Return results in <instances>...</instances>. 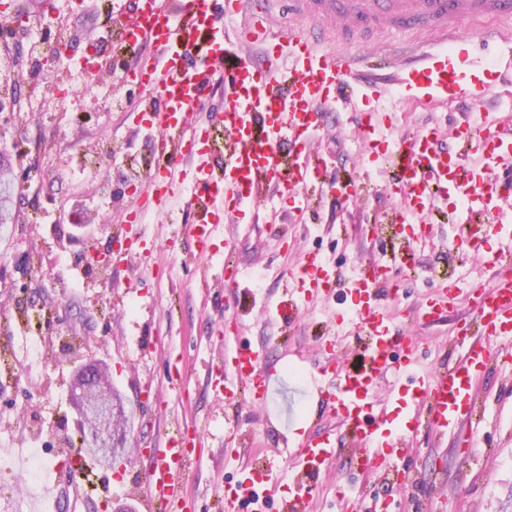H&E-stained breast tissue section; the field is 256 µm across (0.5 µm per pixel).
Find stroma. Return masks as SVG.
Returning <instances> with one entry per match:
<instances>
[{
  "instance_id": "1",
  "label": "stroma",
  "mask_w": 512,
  "mask_h": 512,
  "mask_svg": "<svg viewBox=\"0 0 512 512\" xmlns=\"http://www.w3.org/2000/svg\"><path fill=\"white\" fill-rule=\"evenodd\" d=\"M106 22L97 5L61 24L60 40L75 59L107 37L110 56L92 86L62 62L48 64L43 81L20 76L12 85L18 105L40 100L46 111L30 113L20 129L0 121V145L9 150L14 171L29 173L15 193V223L0 227V448L43 447L58 461L82 448L72 389L77 367L97 362L110 365L124 398L129 442L144 448L161 443L186 422L205 433L206 461L184 480L192 512H224L217 486L234 483L241 466L268 469L281 437L298 441L327 430L336 435V454L310 479L308 512H375L383 504L389 512L418 505L424 512H512V372L499 364L474 386L477 403L493 408L494 418L479 425L464 418L445 433L422 426L396 460L398 473L410 476L406 482L365 467L357 438L321 406L307 382L289 383L287 395H274L260 409L226 397L208 376V364L224 351L219 324L237 319L246 325L241 343L264 351L271 364L298 358L316 370L325 361L326 340L336 335L337 361L352 370L360 366L366 336L338 327L330 315L347 305L341 282L292 325L270 321L262 309L287 292L288 269L309 252L330 260L340 278L355 266L385 265L388 277L375 283L374 294L406 323L418 362L435 368L458 360L459 331L475 321L473 299L459 297L454 309L430 323L418 320L415 308L452 281L464 290L488 287L495 272L484 255L496 249L497 239L485 236L476 251L458 249L459 214L450 202L434 214L431 236L408 246L397 233L400 208L389 196L390 172L355 153L358 113H322L310 146L321 177L308 186L309 208L301 217L272 223L236 214L216 230L213 256L203 262L180 235L197 215L177 209L146 219L147 236L159 244L147 265H92L80 274L81 262L107 252L127 213L123 181L155 157L133 113L105 107L115 97L130 96L135 104L141 98L114 72L119 35H103ZM329 26L347 31L373 63L394 45L430 47L423 35L368 34L348 17ZM468 109L464 100L448 112L419 108L407 112L406 126L438 125L442 145L465 154L469 145L458 123ZM89 157L98 158L97 173L81 172ZM230 247L242 276L236 288L224 285ZM174 362L184 369L188 398L147 399L146 385L168 388ZM232 433L245 445L238 457L225 453ZM122 461V467H106L88 458L91 473L77 486L67 469L57 468L50 484L70 492L57 512H141L148 461L128 453Z\"/></svg>"
}]
</instances>
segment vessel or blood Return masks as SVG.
Instances as JSON below:
<instances>
[{
  "label": "vessel or blood",
  "mask_w": 512,
  "mask_h": 512,
  "mask_svg": "<svg viewBox=\"0 0 512 512\" xmlns=\"http://www.w3.org/2000/svg\"><path fill=\"white\" fill-rule=\"evenodd\" d=\"M277 2L110 0L109 17L128 36L130 52L139 53L146 44L155 51L123 80L145 93L141 119L156 133L160 158L157 173L148 177L113 238V261L144 263L157 247L142 231L145 219L170 212L181 201L200 215L183 233L202 256L212 253L213 234L228 213L227 201L272 220L283 206L289 214L301 213L307 203L305 189L319 172L303 136L313 130L318 113L355 112L360 100L382 96L379 81L355 88L357 55L340 44L336 33L297 31L285 37L272 31L267 17ZM288 10L324 21L346 14L370 30L400 27L437 34L439 47L416 57L396 80L403 101L411 105L444 108L465 98L477 107L494 82H512L511 64L496 65L490 83L473 78L463 66L474 41L490 38L483 30L466 33V24L511 15L512 0H290ZM252 46L261 48L263 65L251 62ZM216 62L231 84L213 123L224 129L223 156L209 137L211 125L192 121L194 113L207 109ZM358 131L374 162L394 171L392 195L410 242L429 237L431 212L453 198L465 212L458 248L477 249L478 235L484 232L498 241L496 252L486 257L489 265H497L502 254L512 255V230L507 227L512 220V181L495 173L498 167L512 165L511 125L467 122L463 132L473 150L469 157L442 148L435 127L391 141L379 121L368 117L359 122ZM288 276L295 287L287 299L266 307L270 319L287 325L312 301L328 296L336 281L333 265L316 255L302 257ZM348 293V307L336 318L355 322L366 332L368 357L354 371L328 359L310 381L339 424L360 441L367 466L391 472L407 438L422 425L448 431L460 418L478 413L473 383L494 359L490 340L512 346V276H496L479 298L482 340L467 345L451 367L430 371L413 369L396 356V348L410 344L407 332L377 304L366 271L354 272ZM457 297L455 285L445 286L428 296L417 313L435 320ZM215 369L225 393L256 405L267 403L279 375L260 351L236 342L225 344ZM391 374L408 378L401 397L406 419L400 425L378 397ZM205 440L196 426L185 424L162 446L147 449L145 512H189L183 477L191 466L202 464ZM334 453L329 433L276 449V456L295 469L288 477V512H306L311 490L307 478ZM222 494L225 512H239L243 500H258L254 471H242Z\"/></svg>",
  "instance_id": "vessel-or-blood-1"
}]
</instances>
